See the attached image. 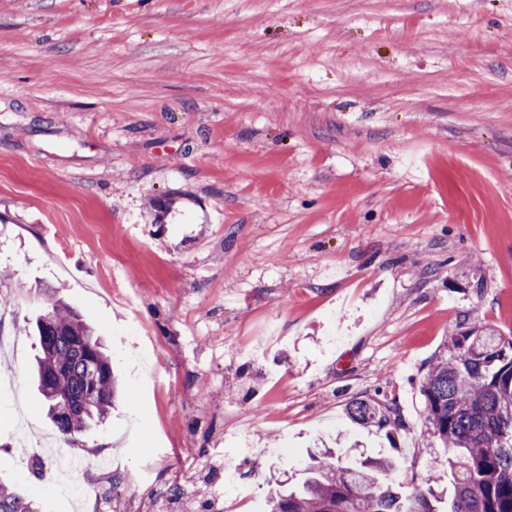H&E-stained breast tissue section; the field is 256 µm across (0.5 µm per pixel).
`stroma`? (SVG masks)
Segmentation results:
<instances>
[{
	"label": "stroma",
	"instance_id": "obj_1",
	"mask_svg": "<svg viewBox=\"0 0 512 512\" xmlns=\"http://www.w3.org/2000/svg\"><path fill=\"white\" fill-rule=\"evenodd\" d=\"M53 289L122 385L79 501L15 448ZM0 310L41 512H264L324 446L447 485L422 378L462 314L512 334V0H0ZM349 411L357 421L365 424L373 423L382 429L387 427L396 429L400 424L396 409L388 404L359 399L352 402Z\"/></svg>",
	"mask_w": 512,
	"mask_h": 512
}]
</instances>
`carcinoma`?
Returning <instances> with one entry per match:
<instances>
[{"instance_id":"obj_1","label":"carcinoma","mask_w":512,"mask_h":512,"mask_svg":"<svg viewBox=\"0 0 512 512\" xmlns=\"http://www.w3.org/2000/svg\"><path fill=\"white\" fill-rule=\"evenodd\" d=\"M35 329L37 388L54 427L71 440L112 409V362L93 328L59 298L47 301ZM421 394L433 435L448 448L449 495L427 479L404 497L391 479L398 459L344 464L326 450L299 483L268 500L269 512H512V337L463 316L424 376ZM349 411L382 429L400 424L388 404L359 399ZM0 512H39V505L0 481Z\"/></svg>"}]
</instances>
